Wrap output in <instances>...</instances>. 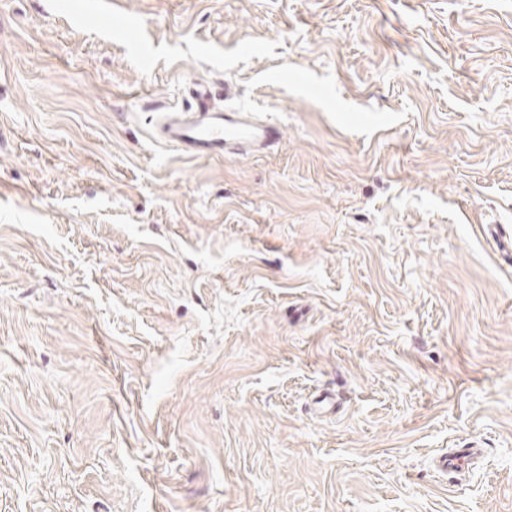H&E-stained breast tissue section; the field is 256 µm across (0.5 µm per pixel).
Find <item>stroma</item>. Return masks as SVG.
I'll return each mask as SVG.
<instances>
[{"label":"stroma","mask_w":512,"mask_h":512,"mask_svg":"<svg viewBox=\"0 0 512 512\" xmlns=\"http://www.w3.org/2000/svg\"><path fill=\"white\" fill-rule=\"evenodd\" d=\"M502 232L512 0H0V512H512ZM207 85L197 84L192 103L183 112L162 115L163 140L194 158L263 154L276 147L281 128L254 113L223 109ZM476 454L475 448H455L439 460V468L443 472L458 473L468 468Z\"/></svg>","instance_id":"obj_1"}]
</instances>
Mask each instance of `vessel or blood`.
Returning a JSON list of instances; mask_svg holds the SVG:
<instances>
[{
  "label": "vessel or blood",
  "instance_id": "b4317fda",
  "mask_svg": "<svg viewBox=\"0 0 512 512\" xmlns=\"http://www.w3.org/2000/svg\"><path fill=\"white\" fill-rule=\"evenodd\" d=\"M160 128L166 143L194 158L263 154L282 137L280 127L270 120L219 106L211 88L203 84L195 86L187 110L163 114ZM475 454L472 448L453 449L440 459L439 468L459 472L468 468Z\"/></svg>",
  "mask_w": 512,
  "mask_h": 512
}]
</instances>
